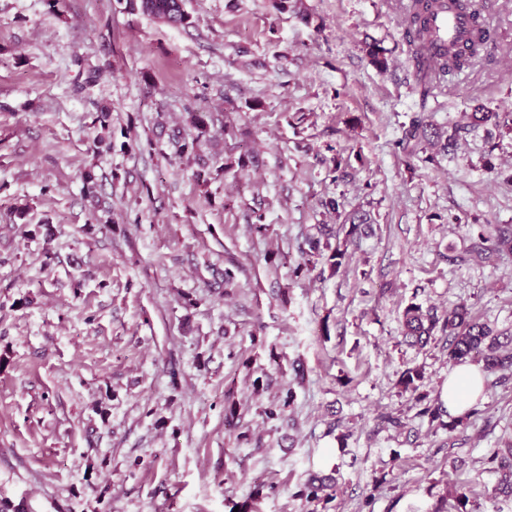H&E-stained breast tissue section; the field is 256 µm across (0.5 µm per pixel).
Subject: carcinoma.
Instances as JSON below:
<instances>
[{"instance_id":"cac0c4a2","label":"carcinoma","mask_w":512,"mask_h":512,"mask_svg":"<svg viewBox=\"0 0 512 512\" xmlns=\"http://www.w3.org/2000/svg\"><path fill=\"white\" fill-rule=\"evenodd\" d=\"M441 0H412L404 5L405 37L409 44L415 46L409 61L418 75V84L415 88L421 104H426L434 90L448 82V78H456L477 62L489 58L486 48L485 19L483 5L474 9L464 6L463 0H455L456 7L465 13L471 22L469 36L461 41L436 45L430 26L431 17L440 5ZM129 7L133 11H140L146 15L158 18L167 25L176 28H185L191 25V17L185 9V0H129ZM439 57L438 71H433L431 59ZM191 126L196 135L190 139L173 138L175 154L186 160L193 159L198 152L203 139L210 135L211 116L204 112H192L189 116ZM512 122L511 112H496L478 107L468 115V122L455 124L450 133L441 144L443 150L457 145L462 135L470 130L483 126H507ZM94 126L99 129L96 142L100 145L112 141L111 110L102 108L94 119ZM101 184L95 173L89 171L84 176V194L94 202V207H100L98 188ZM345 230L343 239L336 240V245L325 244L330 250L327 258L331 272L336 273L343 265L348 251V244L361 232L360 225L343 224ZM480 253L491 255L500 247L512 249V237L500 233L492 238L480 234ZM448 337V358L454 363L465 362L475 356L481 357L484 368L493 372L507 371L512 374V331H496L489 324L477 319L471 311L470 305L463 301L456 305L448 316L441 318L432 309L424 310L422 306L412 303L408 305L403 316V337L413 340V343L425 345L434 339L436 334ZM424 378L420 368L406 369L401 378L404 391L414 393L415 406L419 407L417 415L429 417L431 420L442 418L444 411L437 404L425 403L426 396L417 393L419 382ZM493 464V471L498 474L495 492L506 497H512V445L500 449L495 448L489 457ZM336 493L335 481L331 476L313 477L307 481L300 496L310 503L329 501Z\"/></svg>"}]
</instances>
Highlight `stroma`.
Here are the masks:
<instances>
[{"instance_id": "obj_1", "label": "stroma", "mask_w": 512, "mask_h": 512, "mask_svg": "<svg viewBox=\"0 0 512 512\" xmlns=\"http://www.w3.org/2000/svg\"><path fill=\"white\" fill-rule=\"evenodd\" d=\"M403 2L186 0L184 29L117 0H66L61 16L48 0H0L9 512H307L298 492L314 474L337 479L326 512H432L461 485L468 512H512L487 460L512 443V375H489L452 432L399 383L422 367L436 403L454 368L444 336L404 342L409 303L464 301L512 330V252L475 251L482 226L512 227V130L480 126L445 152L402 143L418 116L445 133L479 105L512 112V0H483L492 63L424 110ZM104 105L112 147L97 152ZM191 112L214 118L199 165L169 142L193 136ZM202 166L224 174L202 182ZM89 169L102 222L83 196ZM355 213L371 222L348 263L334 274L316 255L293 276L308 239Z\"/></svg>"}]
</instances>
